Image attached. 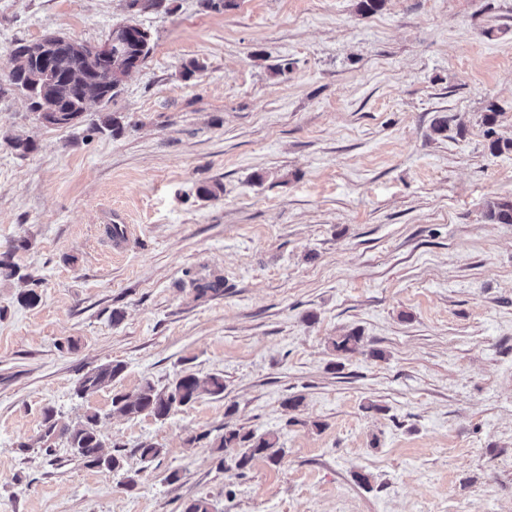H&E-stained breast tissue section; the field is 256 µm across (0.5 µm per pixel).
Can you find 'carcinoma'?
Returning <instances> with one entry per match:
<instances>
[{
  "label": "carcinoma",
  "mask_w": 512,
  "mask_h": 512,
  "mask_svg": "<svg viewBox=\"0 0 512 512\" xmlns=\"http://www.w3.org/2000/svg\"><path fill=\"white\" fill-rule=\"evenodd\" d=\"M26 44L17 43L16 54L10 60L16 67L15 78L12 81L16 87L27 93L30 106L47 108L59 101L71 104L76 98L92 94V84L84 68L72 65L68 52L59 51L58 65L64 71V81L47 96L40 95L34 88L30 79V70L27 60L22 58V51ZM153 49V39L148 29H139L135 23L130 28L127 45L124 51L129 58H138L140 62L150 56ZM485 218L493 224H512V201L507 199H491L485 204ZM13 254L0 253V269L8 271V275L20 282L27 283L32 279L28 273L21 272L19 265L12 262ZM362 336L351 332L331 340L334 351L352 353L361 346ZM125 366L121 362H110L97 367L85 374L76 388L80 396L93 393L112 385L124 372ZM224 394V378L214 375H200L194 372L179 374L169 385L159 388L150 381L144 382L133 396L120 391L113 392V412L134 419L141 415H149L156 420L164 421L172 414V407L176 404L188 406L197 399L207 396H220ZM99 415L88 414L84 420L76 423H65L57 418L54 409L46 408L43 412V433L41 439L50 442L60 437L66 440L73 448L77 460L89 468L119 473L124 468L123 456L104 451V442L96 428ZM217 450L228 455L230 465L228 468L245 469L252 460L262 457L276 464L284 455V449L278 446V439L271 433L256 435L251 431L243 432L232 429L224 432L218 438Z\"/></svg>",
  "instance_id": "obj_1"
}]
</instances>
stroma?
<instances>
[{
  "mask_svg": "<svg viewBox=\"0 0 512 512\" xmlns=\"http://www.w3.org/2000/svg\"><path fill=\"white\" fill-rule=\"evenodd\" d=\"M202 2L0 0V253L32 276H0V512H512V224L484 217L512 200L486 135L512 139V0ZM131 18L153 51L80 123L7 89L16 41L97 44ZM351 331L360 349L333 351ZM112 361V387L76 395ZM184 371L223 395L113 414V390ZM48 407L99 413L135 486L45 451ZM230 429L285 455L226 469ZM485 218L493 224H512V201L488 200L485 204Z\"/></svg>",
  "mask_w": 512,
  "mask_h": 512,
  "instance_id": "35a3bbf8",
  "label": "stroma"
}]
</instances>
